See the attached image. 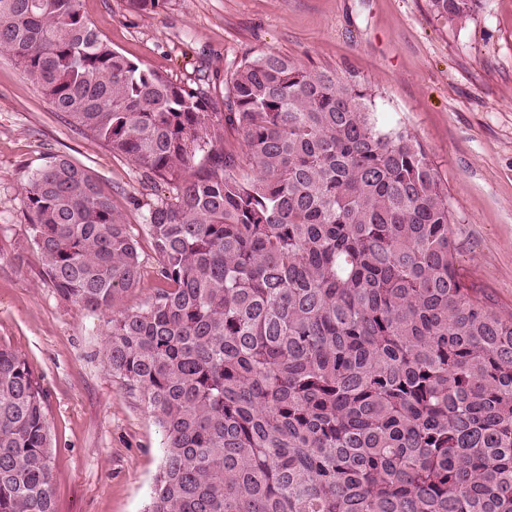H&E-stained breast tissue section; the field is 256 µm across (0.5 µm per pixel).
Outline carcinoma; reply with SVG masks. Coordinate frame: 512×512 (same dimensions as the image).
<instances>
[{"instance_id":"obj_1","label":"carcinoma","mask_w":512,"mask_h":512,"mask_svg":"<svg viewBox=\"0 0 512 512\" xmlns=\"http://www.w3.org/2000/svg\"><path fill=\"white\" fill-rule=\"evenodd\" d=\"M457 24L480 0H428ZM0 49L54 111L169 186L160 285L104 363L163 431L145 512H512V313L456 267L448 191L373 94L265 54L203 90L103 39L82 0H0ZM238 132L246 162L218 145ZM58 296L111 309L139 240L89 170L24 187ZM43 390L0 346V512H55Z\"/></svg>"}]
</instances>
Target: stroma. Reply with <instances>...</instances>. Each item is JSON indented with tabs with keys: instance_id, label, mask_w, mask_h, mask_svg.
I'll return each instance as SVG.
<instances>
[{
	"instance_id": "obj_1",
	"label": "stroma",
	"mask_w": 512,
	"mask_h": 512,
	"mask_svg": "<svg viewBox=\"0 0 512 512\" xmlns=\"http://www.w3.org/2000/svg\"><path fill=\"white\" fill-rule=\"evenodd\" d=\"M113 48L224 102V77L275 53L369 88L435 164L456 216L457 266L512 312V0L466 24L428 0H83ZM63 155L111 193L133 232L162 180L69 125L0 50V345L39 377L53 445L56 512H144L161 455L154 416L102 361L109 318L61 301L43 274L24 204L28 178Z\"/></svg>"
}]
</instances>
